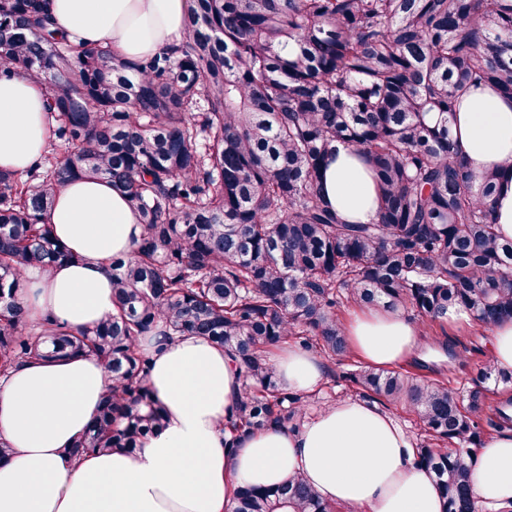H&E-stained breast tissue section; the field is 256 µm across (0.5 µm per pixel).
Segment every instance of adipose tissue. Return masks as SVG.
<instances>
[{"mask_svg":"<svg viewBox=\"0 0 512 512\" xmlns=\"http://www.w3.org/2000/svg\"><path fill=\"white\" fill-rule=\"evenodd\" d=\"M54 28L87 45H108L142 64L178 47L188 0H45ZM49 94L22 70L0 75V169L26 171L48 147ZM452 136L477 172L499 169L498 233L512 239V97L484 88L460 98ZM323 190L348 221L378 212L365 160L338 146ZM54 237L75 261L27 270V317L72 330L111 315L115 258L129 257L143 228L126 196L106 179L83 176L62 186L48 213ZM367 365L407 360L423 339L402 312L364 308L346 324ZM153 358L148 385L164 409L162 428L132 452L72 458L67 449L90 425L112 375L96 357L32 362L0 378V512H228L240 487L275 488L299 477L350 512H443L433 474L416 463L408 436L377 402L348 397L326 404L298 428L265 429L224 448L223 423L242 397L231 352L198 336L143 340ZM280 384L311 394L324 380L321 359L292 345L273 357ZM477 503L512 512V433L494 435L472 454Z\"/></svg>","mask_w":512,"mask_h":512,"instance_id":"ef3b65f1","label":"adipose tissue"}]
</instances>
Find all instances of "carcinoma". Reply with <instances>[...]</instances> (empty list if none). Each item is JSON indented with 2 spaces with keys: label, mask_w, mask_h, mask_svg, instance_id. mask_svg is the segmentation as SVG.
<instances>
[{
  "label": "carcinoma",
  "mask_w": 512,
  "mask_h": 512,
  "mask_svg": "<svg viewBox=\"0 0 512 512\" xmlns=\"http://www.w3.org/2000/svg\"><path fill=\"white\" fill-rule=\"evenodd\" d=\"M47 88L70 144L27 172L0 170V376L30 361L89 353L112 372L75 458L134 450L163 425L139 340L204 336L237 358L234 432L295 428L304 396L281 386L267 353L292 339L329 362L352 356L342 300L411 310L431 322L459 307L491 328L512 317V240L493 222L498 174L456 152L457 100L491 86L512 97V0H191L184 40L139 65L52 27L42 0H0V70ZM344 145L367 161L377 220L351 224L323 194ZM107 179L139 214L130 258L112 260V315L73 332L31 324L23 273L73 259L46 217L57 190ZM356 392L404 404L424 432L415 460L444 512H476L466 445L491 405L479 366L463 397L408 370L357 365ZM456 446L455 453L448 447ZM230 512H341L305 481L241 489Z\"/></svg>",
  "instance_id": "obj_1"
}]
</instances>
